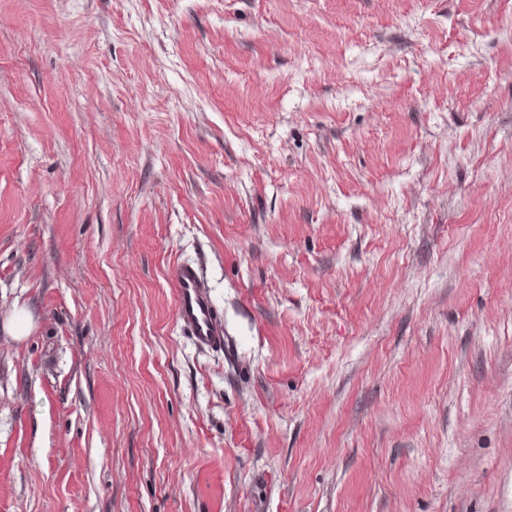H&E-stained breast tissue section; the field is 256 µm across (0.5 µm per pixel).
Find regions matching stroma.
<instances>
[{
  "label": "stroma",
  "instance_id": "1",
  "mask_svg": "<svg viewBox=\"0 0 512 512\" xmlns=\"http://www.w3.org/2000/svg\"><path fill=\"white\" fill-rule=\"evenodd\" d=\"M20 310L0 512H512V0H0ZM174 288L177 320L204 350L224 347V319L216 307L198 265L172 263L167 272Z\"/></svg>",
  "mask_w": 512,
  "mask_h": 512
}]
</instances>
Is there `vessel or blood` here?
Here are the masks:
<instances>
[{"instance_id": "1", "label": "vessel or blood", "mask_w": 512, "mask_h": 512, "mask_svg": "<svg viewBox=\"0 0 512 512\" xmlns=\"http://www.w3.org/2000/svg\"><path fill=\"white\" fill-rule=\"evenodd\" d=\"M174 290L177 320L204 350L224 346V319L216 307L199 266L172 263L167 272Z\"/></svg>"}]
</instances>
